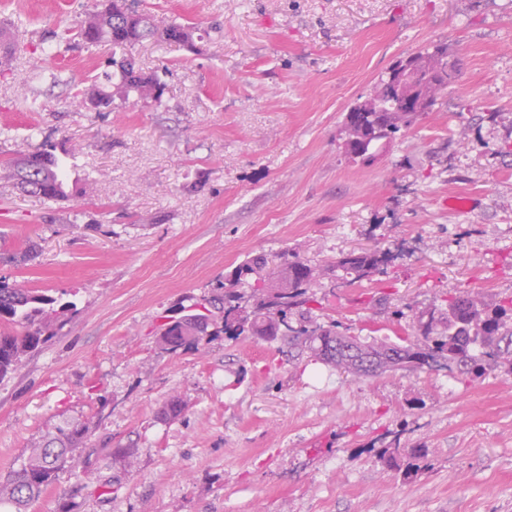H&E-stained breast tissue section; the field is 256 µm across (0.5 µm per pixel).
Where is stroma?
Returning <instances> with one entry per match:
<instances>
[{
  "label": "stroma",
  "mask_w": 512,
  "mask_h": 512,
  "mask_svg": "<svg viewBox=\"0 0 512 512\" xmlns=\"http://www.w3.org/2000/svg\"><path fill=\"white\" fill-rule=\"evenodd\" d=\"M87 4L0 0V163L48 138L77 182L58 203L0 182V277L79 309L0 381V476L77 422L93 475H61L31 512H512L504 370L352 379L279 340L157 344L246 257L287 249L313 264L390 251L369 280L316 291L318 322L361 337L414 335L446 292L511 298L512 0H139L196 27L194 50L136 47L161 101L78 112L104 56L52 35ZM436 44L458 68L447 96L373 164L349 160L347 109ZM177 394L185 411L162 419ZM394 442L426 449L423 469L382 464ZM129 447L126 472L109 451Z\"/></svg>",
  "instance_id": "1"
}]
</instances>
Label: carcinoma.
Here are the masks:
<instances>
[{
  "label": "carcinoma",
  "mask_w": 512,
  "mask_h": 512,
  "mask_svg": "<svg viewBox=\"0 0 512 512\" xmlns=\"http://www.w3.org/2000/svg\"><path fill=\"white\" fill-rule=\"evenodd\" d=\"M58 41L76 38L105 49V69L91 79V87L78 109L110 112L115 100L161 101L165 84L155 72L139 67L135 46L148 41L195 46L194 27L177 21L159 23L136 9L135 0H91L84 17L56 34ZM426 113L358 112L352 125L357 145L346 156L363 165L373 163L394 137L414 127ZM7 180L23 193L37 194L47 202L71 197L65 164L57 146L46 139L40 150L17 152L0 165V181ZM390 252L378 247L359 248L336 258L328 266L312 265L288 250L270 258H247L224 278V290L205 299L178 324L164 329L162 341L170 352L193 347L211 325H223L227 336H258L288 340L293 359L308 354L316 360L357 378L386 372L430 371L437 367L461 375L480 376L488 368L508 367L512 373V298L493 308L474 291L445 296L442 305L426 312L419 334L396 342L388 337L348 335L336 326L323 327L314 315V289L331 272H343L358 283L388 264ZM250 289L248 308H241L242 288ZM76 304L26 288L17 281L0 279V380L15 371L29 355L41 350L72 321ZM88 430L79 423L44 430L26 449L20 467L0 478V509L28 512L32 502L60 476L83 464ZM423 448H382L379 460L389 468H404L409 475ZM110 455L126 471L136 461L135 449L113 448Z\"/></svg>",
  "instance_id": "carcinoma-1"
}]
</instances>
